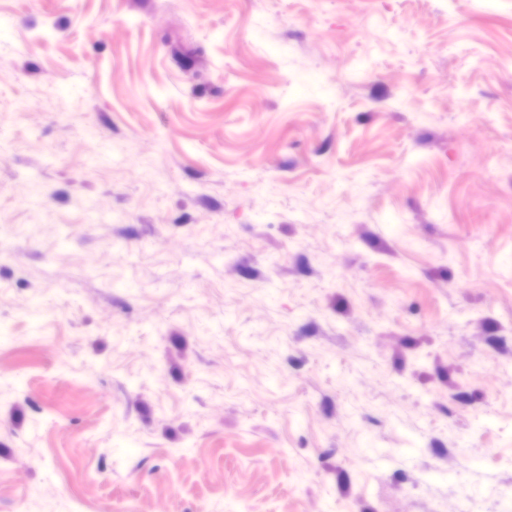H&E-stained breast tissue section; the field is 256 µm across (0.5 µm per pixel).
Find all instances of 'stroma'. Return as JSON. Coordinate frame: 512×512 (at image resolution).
<instances>
[{"label":"stroma","mask_w":512,"mask_h":512,"mask_svg":"<svg viewBox=\"0 0 512 512\" xmlns=\"http://www.w3.org/2000/svg\"><path fill=\"white\" fill-rule=\"evenodd\" d=\"M0 128V512L512 489V0H0Z\"/></svg>","instance_id":"obj_1"}]
</instances>
